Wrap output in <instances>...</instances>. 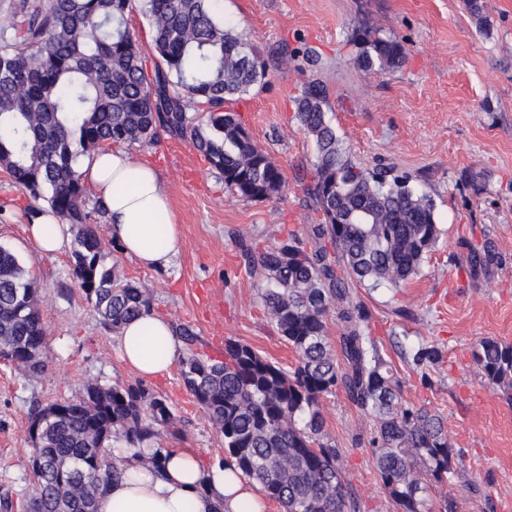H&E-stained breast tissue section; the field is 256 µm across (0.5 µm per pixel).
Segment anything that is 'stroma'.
Instances as JSON below:
<instances>
[{
  "label": "stroma",
  "mask_w": 512,
  "mask_h": 512,
  "mask_svg": "<svg viewBox=\"0 0 512 512\" xmlns=\"http://www.w3.org/2000/svg\"><path fill=\"white\" fill-rule=\"evenodd\" d=\"M474 17L465 0H224V22L247 35L273 66L263 88L233 105L256 143L283 168L279 198L235 197L224 177L189 143L134 145L131 156L152 162L171 191L183 248L164 270L122 254L98 218L104 262L154 295V312L185 324L219 357L224 342L250 345L284 368L294 351L266 319L264 286L241 249H267L287 233L309 239L319 212L307 193L315 148L294 119L305 80L285 48L321 55L317 76L329 90V116L353 161L411 175L435 203L441 235L420 274L400 289L362 286L367 330L402 378L403 402L439 411L448 440L462 456L451 478L456 512H512V399L492 390L474 359L478 342L512 343V0H481ZM394 37L402 67L362 70L371 39ZM31 201L0 170V246L13 250L37 278L47 333L41 373L0 362V495L26 498L27 417L33 402L68 398L84 384H134L114 334L70 280V252L42 253L25 233ZM491 246L496 257L472 271L464 240ZM441 347L427 376L409 369L401 348ZM173 406L178 435L162 433L157 448L192 450L203 461L223 456L224 441L183 386L178 372L148 380ZM327 440L340 450L345 479L361 512H400L379 483L367 440L371 418L343 392L323 401Z\"/></svg>",
  "instance_id": "1"
}]
</instances>
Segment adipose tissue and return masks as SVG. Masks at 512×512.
<instances>
[{"instance_id":"ef3b65f1","label":"adipose tissue","mask_w":512,"mask_h":512,"mask_svg":"<svg viewBox=\"0 0 512 512\" xmlns=\"http://www.w3.org/2000/svg\"><path fill=\"white\" fill-rule=\"evenodd\" d=\"M78 171L103 200L110 235L120 251L147 268H167L183 247L170 195L159 170L122 148H107L83 157ZM27 230L45 253L64 251L68 225L54 214L35 216ZM117 344L123 362L140 376L168 375L181 354L169 320L150 313L125 324ZM261 489L238 469L219 462L203 465L198 454L170 452L160 472L130 462L96 501V512H267Z\"/></svg>"}]
</instances>
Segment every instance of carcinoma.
I'll use <instances>...</instances> for the list:
<instances>
[{"label": "carcinoma", "instance_id": "obj_1", "mask_svg": "<svg viewBox=\"0 0 512 512\" xmlns=\"http://www.w3.org/2000/svg\"><path fill=\"white\" fill-rule=\"evenodd\" d=\"M131 0H45L18 27L0 21V168L35 202H47L75 232L70 275L101 323L114 330L153 311L150 289L100 265L104 249L86 211L78 159L110 145L191 142L244 200L279 197L283 168L242 125L230 103L261 84L270 63L224 25L213 0H141L151 58L125 25ZM406 61L397 38H375L359 65L390 70ZM329 92L312 76L295 98V120L315 146L310 195L323 220L313 248L290 235L277 249L244 248L267 286L265 313L297 353L288 370L247 344L224 342V357L175 326L187 391L224 440V465L258 482L285 512H361L325 441L322 400L341 389L375 423V471L402 512H423L422 493L449 483L460 450L442 418L402 402L401 380L376 340L354 285L399 288L415 278L440 228L433 199L408 175L369 171L349 156L328 117ZM343 323L339 351L327 340L330 314ZM40 288L17 255L0 246V359L26 373L46 367ZM410 370L442 359L434 344L410 351ZM474 357L490 387L512 391V344L485 338ZM32 494L25 512H96L98 494L122 474L109 441L131 457L175 427L170 402L148 387L86 384L69 399L35 405L27 420Z\"/></svg>", "mask_w": 512, "mask_h": 512}]
</instances>
